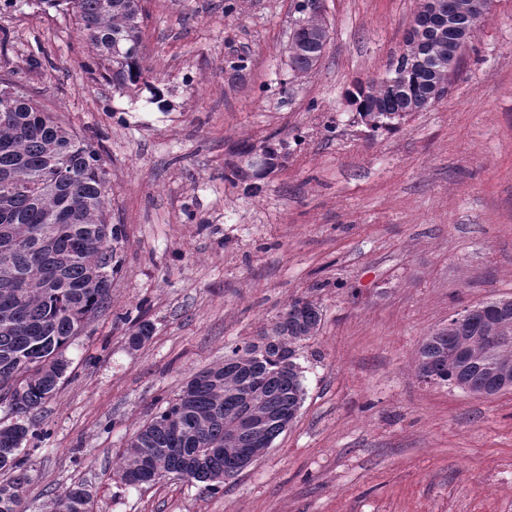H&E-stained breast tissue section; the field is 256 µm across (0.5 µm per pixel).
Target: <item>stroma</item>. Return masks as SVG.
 I'll list each match as a JSON object with an SVG mask.
<instances>
[{
	"instance_id": "1",
	"label": "stroma",
	"mask_w": 512,
	"mask_h": 512,
	"mask_svg": "<svg viewBox=\"0 0 512 512\" xmlns=\"http://www.w3.org/2000/svg\"><path fill=\"white\" fill-rule=\"evenodd\" d=\"M143 6L150 86L121 93L89 73L70 16L0 4V88L90 137L125 229L108 308L31 415L25 512L80 483L93 512H512V391L477 397L416 369L457 312L512 298V0H494L447 97L377 131L348 94L402 51L420 0H321L329 42L302 78L294 0ZM243 144L281 156L254 196L224 177ZM299 296L323 320L271 448L215 493L120 484L117 455L162 403ZM138 309L155 332L134 350Z\"/></svg>"
}]
</instances>
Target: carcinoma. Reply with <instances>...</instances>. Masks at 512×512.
<instances>
[{
  "instance_id": "cac0c4a2",
  "label": "carcinoma",
  "mask_w": 512,
  "mask_h": 512,
  "mask_svg": "<svg viewBox=\"0 0 512 512\" xmlns=\"http://www.w3.org/2000/svg\"><path fill=\"white\" fill-rule=\"evenodd\" d=\"M74 18L93 56L90 73L118 90L147 83L143 54L142 0H37ZM311 0H295L300 14L288 43V67L309 75L324 55L329 33ZM468 0H422L420 11L437 5L440 26L419 32L406 54L386 72L360 82L350 93L360 120L373 130L392 129L447 93L448 53L478 23L463 14ZM255 175L277 166L276 149L262 154L241 146ZM108 179L95 146L16 88L0 89V401L12 397L15 422L0 424V512H23L28 461L22 444L40 437L29 414L57 392L66 377V349L88 321L111 300L119 268L121 224L107 216ZM322 309L294 299L257 342L228 348L224 362L183 385L140 428L117 456L114 475L135 487L174 475L215 491L271 448L302 406L304 388L297 363L301 342L319 330ZM493 330L511 342L488 351ZM154 325L139 314L131 320L128 345L139 348ZM512 366V298L492 299L466 310L461 319L427 336L418 351L420 378L488 398L494 370ZM88 486L69 488L55 512H92Z\"/></svg>"
}]
</instances>
